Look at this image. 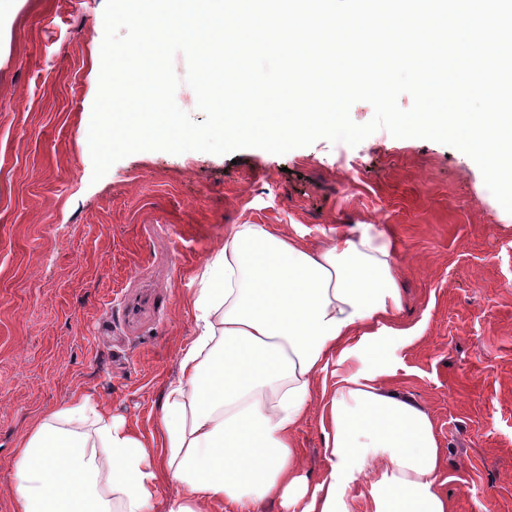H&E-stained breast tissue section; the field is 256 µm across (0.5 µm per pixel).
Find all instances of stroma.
<instances>
[{
	"instance_id": "obj_1",
	"label": "stroma",
	"mask_w": 512,
	"mask_h": 512,
	"mask_svg": "<svg viewBox=\"0 0 512 512\" xmlns=\"http://www.w3.org/2000/svg\"><path fill=\"white\" fill-rule=\"evenodd\" d=\"M105 0H19L0 30V512L16 450L76 394L154 432L196 334L195 275L235 224L307 246L370 224L396 249L389 390L424 408L450 512H512V213L474 161L378 130L283 155L145 151L92 178ZM322 477L321 408L297 433Z\"/></svg>"
}]
</instances>
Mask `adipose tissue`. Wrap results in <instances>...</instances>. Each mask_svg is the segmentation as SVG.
<instances>
[{"instance_id": "adipose-tissue-1", "label": "adipose tissue", "mask_w": 512, "mask_h": 512, "mask_svg": "<svg viewBox=\"0 0 512 512\" xmlns=\"http://www.w3.org/2000/svg\"><path fill=\"white\" fill-rule=\"evenodd\" d=\"M395 249L362 230L310 248L266 224H236L196 276L200 331L179 359L156 436L77 394L22 438L13 512H150L161 481L167 512H353L365 484L371 512H449L431 416L386 390L378 355L402 309ZM327 474L310 480L296 433L317 378Z\"/></svg>"}]
</instances>
